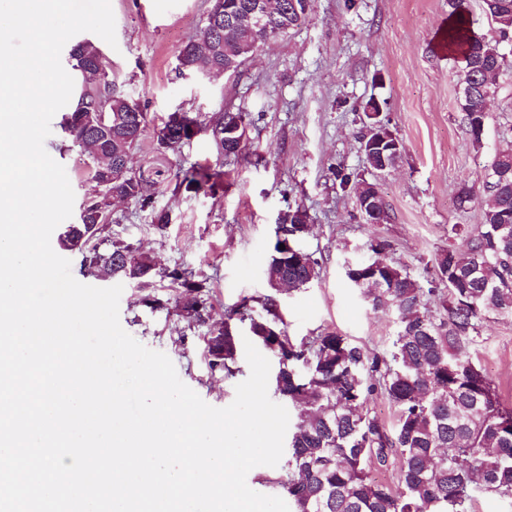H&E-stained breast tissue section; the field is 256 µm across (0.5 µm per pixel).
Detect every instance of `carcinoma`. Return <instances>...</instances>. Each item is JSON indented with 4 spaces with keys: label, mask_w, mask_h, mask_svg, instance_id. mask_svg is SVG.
Masks as SVG:
<instances>
[{
    "label": "carcinoma",
    "mask_w": 512,
    "mask_h": 512,
    "mask_svg": "<svg viewBox=\"0 0 512 512\" xmlns=\"http://www.w3.org/2000/svg\"><path fill=\"white\" fill-rule=\"evenodd\" d=\"M290 0H279L266 26L255 32L226 25L207 14L200 33L177 51L179 69L217 72L235 70L242 62L235 46L256 36L277 37L298 26L306 13H288ZM448 44L460 59L462 82L474 92L458 103L461 122L474 144L486 116L483 101L492 86H482L484 70L502 67V47H512V0H483L484 12L498 39L488 41L471 26L465 0H448ZM101 56L90 41L77 46L78 68L85 84L77 110L64 125L79 147L99 142L104 160L89 157L91 193L78 220L66 225L60 247L82 254L85 268H100L112 277L150 286L159 274L188 295L178 306L196 322L209 319L204 283L193 271H160L155 260L119 241L87 235V225L103 224L115 203L135 202L146 207L134 175L121 171L144 136L147 115L140 102L117 91L110 73L94 65ZM239 131L224 135V125ZM196 129L210 133L218 156L239 159L246 146L245 117L226 112L213 126L200 115L172 112L158 131L164 148L185 143L183 133ZM220 170L203 173L191 166L181 172V184L213 189ZM484 191L490 197L482 224L464 229L454 224L451 235L466 233V248L453 245L436 257L435 277L427 282L386 256L389 245L374 240L373 257L355 263L347 279L375 308L399 313L397 332L389 354L368 356L347 337L320 331L300 343L289 338L277 300H261L256 314L247 301L224 309V319L210 325L205 344L211 370L229 378L239 372V325H247L254 341L275 359L274 393L298 409V422L288 439L283 474L274 484L288 497L292 512H472L479 494L512 506V405L500 395L465 348L481 338L490 316L512 318V144L495 151L488 165ZM291 223L280 228L283 237L300 250L301 262L284 265L280 241H275L266 264L269 287L274 279L288 280L291 290L307 287L319 277V263L299 244L307 232V211L288 208ZM374 396L395 407L392 431L366 407ZM400 458L397 487L378 482L368 462L384 463L387 450Z\"/></svg>",
    "instance_id": "cac0c4a2"
}]
</instances>
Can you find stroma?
<instances>
[{
  "mask_svg": "<svg viewBox=\"0 0 512 512\" xmlns=\"http://www.w3.org/2000/svg\"><path fill=\"white\" fill-rule=\"evenodd\" d=\"M211 0H111L116 45L100 43L119 91L137 99L148 129L129 166L155 208L171 222L157 229L138 204L114 208L102 238L121 241L155 258L159 267L188 268L206 283L211 316L244 299L269 295L265 267L276 226L288 208L310 217L301 247L321 269L308 287L278 294L279 313L293 340L328 329L372 354L386 355L396 333L394 310L372 308L345 276L347 262L369 258L378 238L388 257L420 280L434 274L435 258L455 224H480L487 166L512 138V52L506 53L488 107L481 145L461 122L458 65L435 47L448 0H314L300 25L272 39L237 70L214 77L179 74L177 50L195 36ZM400 139L394 169L368 170L361 137L368 103ZM183 109L207 123L221 113L246 115V150L224 163L216 189L179 188L181 169L213 166L216 154L202 133L178 150L159 147L155 129ZM66 170L75 206L91 191L84 156L52 126L45 141ZM376 183L388 206L382 224L363 220L353 187L341 186L337 168ZM474 200L458 207L461 186ZM180 291L169 279L153 287L125 284L119 303L123 329L149 349L165 353L179 378L206 403L230 405L250 368L240 361L231 378L212 372L204 338L208 327L176 306ZM469 354L512 404V319L490 318Z\"/></svg>",
  "mask_w": 512,
  "mask_h": 512,
  "instance_id": "1",
  "label": "stroma"
}]
</instances>
